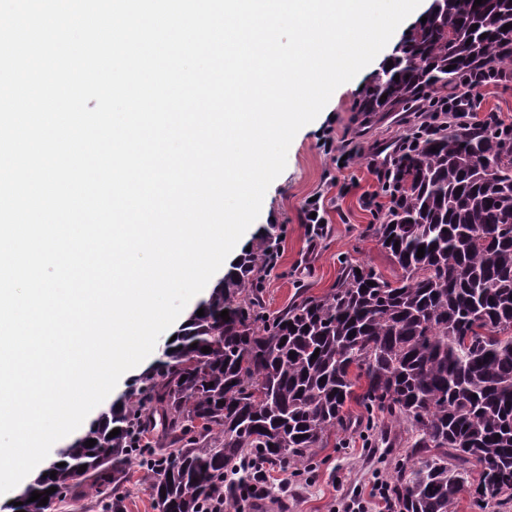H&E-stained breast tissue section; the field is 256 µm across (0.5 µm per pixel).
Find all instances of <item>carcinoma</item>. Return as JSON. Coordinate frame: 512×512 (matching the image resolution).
<instances>
[{
    "instance_id": "obj_1",
    "label": "carcinoma",
    "mask_w": 512,
    "mask_h": 512,
    "mask_svg": "<svg viewBox=\"0 0 512 512\" xmlns=\"http://www.w3.org/2000/svg\"><path fill=\"white\" fill-rule=\"evenodd\" d=\"M474 2L432 0L357 111L415 114L465 76L512 65V0ZM502 129L448 122L397 156L398 190L380 184L389 204L367 227L400 269L392 280L346 257L326 294L271 312L264 281L281 230H263L199 304L204 315L191 313L13 512L71 507L84 487L102 512H121L134 463L157 512H200L251 483L243 457L299 462L348 431L353 402L385 415L380 427L366 422L370 444L409 449L388 488L398 512H454L465 489L479 505L512 503V135ZM51 487L47 504L29 501ZM169 339H170V336H166V334L164 333L158 339L157 348L143 361L144 367L141 370V372L137 375L129 377L123 383H121L120 385H117L115 387L114 393L112 396V403L115 402L119 397L124 395L126 392H128L131 388V385L135 382V380L138 379L140 376H142V374L145 373L154 364L155 360L161 355V352Z\"/></svg>"
}]
</instances>
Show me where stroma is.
<instances>
[{
  "label": "stroma",
  "mask_w": 512,
  "mask_h": 512,
  "mask_svg": "<svg viewBox=\"0 0 512 512\" xmlns=\"http://www.w3.org/2000/svg\"><path fill=\"white\" fill-rule=\"evenodd\" d=\"M379 71L369 64L354 79L353 89L338 93L317 119L296 134L287 166L268 188L264 207L245 232V243L274 222L284 225L276 265L265 282L270 311L284 309L297 297L298 288L321 296L334 285L338 259L349 254L373 264L385 276L397 272L375 238L362 231L372 221L366 202L378 188V169L391 155L406 122L402 112H380L364 124L355 107ZM354 158H347L349 149ZM319 198L326 225L318 241H310L304 224L307 199ZM400 451L369 448L359 430L340 435L335 445L314 449L311 459L298 465L288 494L270 502L271 512H331L334 505L356 495L369 496L376 481L394 476Z\"/></svg>",
  "instance_id": "35a3bbf8"
}]
</instances>
